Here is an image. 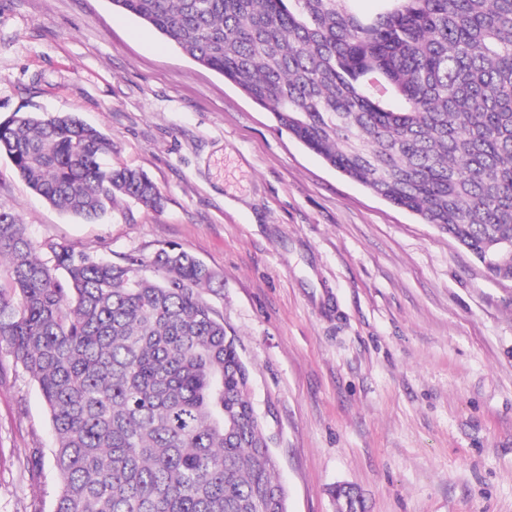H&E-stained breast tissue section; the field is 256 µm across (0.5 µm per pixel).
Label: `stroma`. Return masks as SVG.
Returning a JSON list of instances; mask_svg holds the SVG:
<instances>
[{
  "label": "stroma",
  "instance_id": "stroma-1",
  "mask_svg": "<svg viewBox=\"0 0 512 512\" xmlns=\"http://www.w3.org/2000/svg\"><path fill=\"white\" fill-rule=\"evenodd\" d=\"M17 111L77 113L165 198L87 223L0 156V204L36 244L117 262L175 242L223 279L208 300L271 409L288 512H335L339 483L367 512H512V281L110 0H0V121ZM52 448L38 388L0 349V512H51Z\"/></svg>",
  "mask_w": 512,
  "mask_h": 512
}]
</instances>
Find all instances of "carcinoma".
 <instances>
[{"label": "carcinoma", "mask_w": 512, "mask_h": 512, "mask_svg": "<svg viewBox=\"0 0 512 512\" xmlns=\"http://www.w3.org/2000/svg\"><path fill=\"white\" fill-rule=\"evenodd\" d=\"M111 0L237 85L346 178L512 281V0ZM112 135L71 113L0 122L39 197L95 221L160 209ZM0 204V348L38 386L61 487L52 512H288L216 274L176 243L118 262L45 244ZM336 512H363L341 492Z\"/></svg>", "instance_id": "carcinoma-1"}]
</instances>
